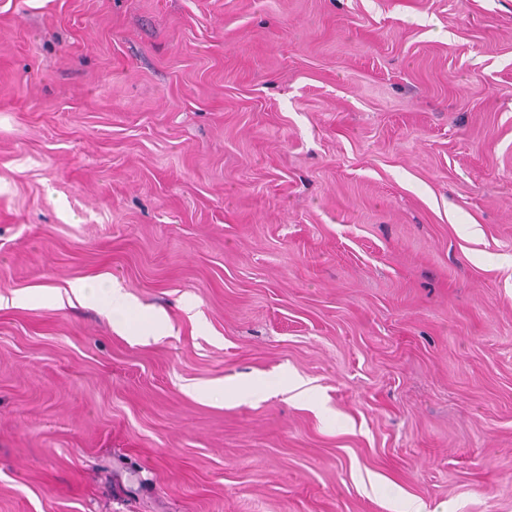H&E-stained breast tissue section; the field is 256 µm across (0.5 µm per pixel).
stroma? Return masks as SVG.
I'll return each mask as SVG.
<instances>
[{
  "label": "stroma",
  "mask_w": 512,
  "mask_h": 512,
  "mask_svg": "<svg viewBox=\"0 0 512 512\" xmlns=\"http://www.w3.org/2000/svg\"><path fill=\"white\" fill-rule=\"evenodd\" d=\"M508 256L512 0H0V512H512ZM170 329L165 313L159 310H151L147 312L145 321L131 332L136 336H158Z\"/></svg>",
  "instance_id": "obj_1"
}]
</instances>
